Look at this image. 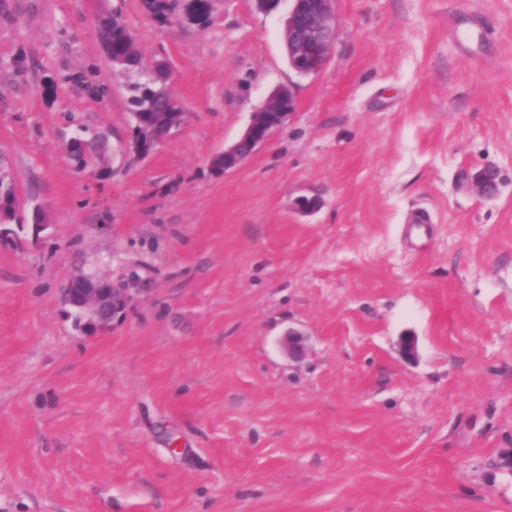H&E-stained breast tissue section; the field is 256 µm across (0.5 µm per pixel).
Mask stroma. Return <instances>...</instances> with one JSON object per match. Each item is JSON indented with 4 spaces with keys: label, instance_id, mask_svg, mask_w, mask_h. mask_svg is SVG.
I'll list each match as a JSON object with an SVG mask.
<instances>
[{
    "label": "stroma",
    "instance_id": "35a3bbf8",
    "mask_svg": "<svg viewBox=\"0 0 512 512\" xmlns=\"http://www.w3.org/2000/svg\"><path fill=\"white\" fill-rule=\"evenodd\" d=\"M186 2L0 0V512H512V0H336L307 77L288 0ZM115 14L185 113L144 158ZM279 86L285 126L213 175ZM80 272L138 287L93 335Z\"/></svg>",
    "mask_w": 512,
    "mask_h": 512
}]
</instances>
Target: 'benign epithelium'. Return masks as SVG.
I'll return each instance as SVG.
<instances>
[{
  "label": "benign epithelium",
  "instance_id": "benign-epithelium-1",
  "mask_svg": "<svg viewBox=\"0 0 512 512\" xmlns=\"http://www.w3.org/2000/svg\"><path fill=\"white\" fill-rule=\"evenodd\" d=\"M290 2L291 7L284 23V46L288 63L298 75L309 76L321 69L333 48L336 37L335 0ZM294 108L293 91H288L286 95L280 90L273 91L263 105L252 113L251 121L242 134L212 158V173L223 176L241 166L276 130L284 126ZM161 142L162 138H153L151 124L143 116L139 119V127L133 129L129 148L143 157ZM497 180L495 170H483L477 176L479 191L485 196L494 195ZM63 300L74 310L79 324L97 333L108 328L131 308L134 295L129 283L123 279L78 275L64 289ZM280 345L292 360L299 361L306 354L303 338L294 331L288 332Z\"/></svg>",
  "mask_w": 512,
  "mask_h": 512
}]
</instances>
